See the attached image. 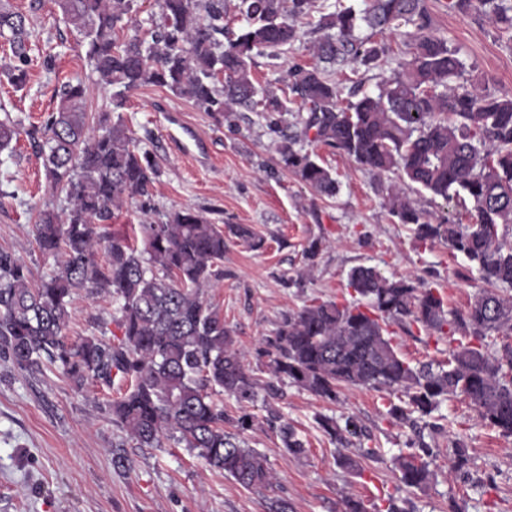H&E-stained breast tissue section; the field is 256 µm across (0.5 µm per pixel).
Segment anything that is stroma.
I'll use <instances>...</instances> for the list:
<instances>
[{"label":"stroma","mask_w":512,"mask_h":512,"mask_svg":"<svg viewBox=\"0 0 512 512\" xmlns=\"http://www.w3.org/2000/svg\"><path fill=\"white\" fill-rule=\"evenodd\" d=\"M10 2L31 21L32 62L23 88L0 76V118L25 128L40 123L55 108L60 86L79 82L87 88L89 123L97 125L112 89L91 73L52 0ZM425 4L432 33L458 49L466 77L486 81L496 94L512 95V32L481 11L449 9L448 0ZM317 37L312 26H303L300 43L280 59L255 58L254 77L271 89L282 88L291 63L310 61L308 47ZM122 116L137 147L156 163L147 201L152 210L142 211L140 196L126 197L99 232L132 236L141 224L184 208L203 212L224 229V277L205 289L204 298L223 316L261 381L272 374L268 358L256 351L282 316L313 298L357 302L347 282L354 267H372L389 278H424L441 290L450 310H465L482 287L478 273L445 243L416 241L409 225L391 215L379 179L345 155L316 150L338 181L336 195L328 197L284 168L276 151L281 129L256 113L221 123L169 89L143 86L128 93ZM68 206L64 193L50 189L43 160L27 138L0 151V252L23 262L32 284L57 267L35 241L37 215ZM234 224L251 225L263 248L236 238L229 231ZM314 241L321 247L311 259L306 249ZM68 310L69 343L87 336L110 340L119 333L118 305L107 294L78 291ZM386 334L410 365L448 357V334L408 331L396 322L387 325ZM278 388L277 396L262 392L249 405L254 425L243 435L266 456L277 488L251 490L172 441L135 447L112 419L117 390L91 380L75 385L53 367L25 372L0 355V512H269L276 495L288 500L292 512H340L346 496L361 499L368 512H386L391 497L411 502L415 512H512V437L483 425L469 400L444 402L426 417L433 477L426 488L416 489L400 482L395 465L413 433L388 415L386 392L345 388L331 403L286 380ZM272 413L305 441L304 456L282 450L268 422ZM323 416L340 424L355 417L368 434L341 446L322 429ZM460 446L467 461L459 468ZM366 448L376 449V456L363 457ZM343 453L358 458L360 472L338 465ZM119 455L127 458V467L114 465Z\"/></svg>","instance_id":"obj_1"}]
</instances>
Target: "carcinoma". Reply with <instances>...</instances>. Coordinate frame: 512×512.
<instances>
[{
    "label": "carcinoma",
    "mask_w": 512,
    "mask_h": 512,
    "mask_svg": "<svg viewBox=\"0 0 512 512\" xmlns=\"http://www.w3.org/2000/svg\"><path fill=\"white\" fill-rule=\"evenodd\" d=\"M135 2L55 0L91 71L120 88L97 127L87 122L83 85L70 82L61 86L56 109L41 124L22 132L10 118L0 120V151L25 134L40 148L51 188L70 200L66 212L45 210L35 224L40 251L64 253L58 270L38 287L31 286L23 264L0 252V348L6 357L22 371L34 373L50 363L78 385L90 379L117 388L113 420L138 448L173 439L246 489L273 488L266 457L239 438L253 426V416L244 411L233 420L213 399L222 393L250 404L261 387L224 317L202 296V288L224 278V231L192 209L142 225L139 246L125 236L105 237L96 225L109 221L125 197L149 196L157 174L120 115L123 92L165 87L218 119L255 112L275 126L290 112L291 95L302 113L277 146L289 171L316 192L336 195V178L304 149L305 141L336 150L379 177L398 171L399 180L386 187L390 213L414 225L419 241L442 240L464 256L486 288L465 313L455 314L421 278H388L372 267H355L348 286L368 308L313 300L285 315L258 354L270 358L276 379L324 400L335 401L342 387L400 393L408 401L390 404L389 414L404 422L461 396L482 422L512 436V247L506 245L512 231V96L478 80L462 90L453 86L464 63L456 48L430 33L424 0H364L362 8L334 0L316 23L323 35L309 46L313 61L288 67L280 96L255 83L252 64L258 56L277 59L292 50L300 40L297 22L311 15L314 0H238L243 26L227 42L221 40L224 0H161L157 30L148 38L121 40L117 32ZM448 7L483 9L512 28V0H448ZM409 26L411 50L395 59L384 41L374 39L377 32ZM364 27L372 33L360 35ZM30 36L25 17L0 0V37L17 59L5 75L17 87L26 80ZM391 59L396 67L377 92L362 90L358 79L347 99L341 98L342 83L324 68L354 63L370 71ZM413 185L447 203L458 201L467 222L432 223L408 199L406 189ZM231 231L261 247L250 226L237 224ZM101 248L107 252L104 264L96 259ZM87 288L118 303L117 341L67 342L71 295ZM390 321L438 332L450 327L448 360L411 367L385 336ZM494 333L505 339L499 356L483 349ZM261 388L277 391L271 381ZM226 422L237 432L226 431ZM320 425L342 446L363 435L351 417L342 426L323 417ZM279 436L288 454L306 453L289 424L280 426ZM433 456L423 440L399 455L401 482L425 487Z\"/></svg>",
    "instance_id": "obj_1"
}]
</instances>
